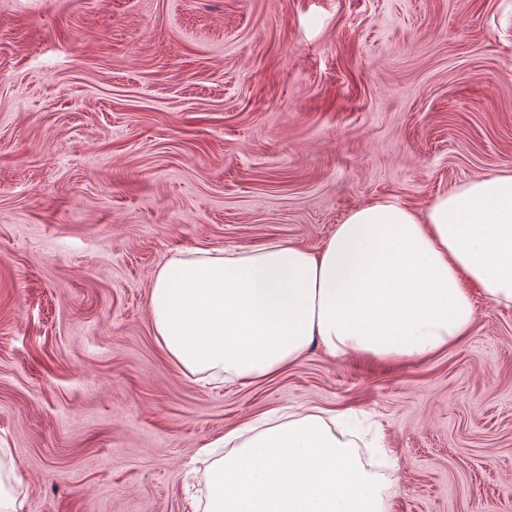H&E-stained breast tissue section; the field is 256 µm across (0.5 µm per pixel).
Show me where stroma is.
Wrapping results in <instances>:
<instances>
[{"label":"stroma","instance_id":"1","mask_svg":"<svg viewBox=\"0 0 512 512\" xmlns=\"http://www.w3.org/2000/svg\"><path fill=\"white\" fill-rule=\"evenodd\" d=\"M512 0H0V444L25 512H193L200 448L352 411L395 512H512V308L422 361L310 348L192 381L153 334L175 250L319 248L512 167Z\"/></svg>","mask_w":512,"mask_h":512}]
</instances>
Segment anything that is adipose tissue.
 <instances>
[{"label":"adipose tissue","mask_w":512,"mask_h":512,"mask_svg":"<svg viewBox=\"0 0 512 512\" xmlns=\"http://www.w3.org/2000/svg\"><path fill=\"white\" fill-rule=\"evenodd\" d=\"M479 288L512 307V168L462 182L418 211L377 199L325 243L175 251L150 291L154 334L187 376L253 382L309 347L417 361L468 336ZM344 412L291 411L228 432L204 512H394Z\"/></svg>","instance_id":"ef3b65f1"}]
</instances>
